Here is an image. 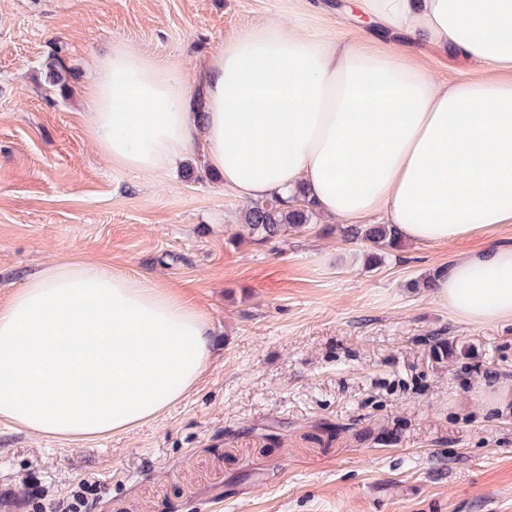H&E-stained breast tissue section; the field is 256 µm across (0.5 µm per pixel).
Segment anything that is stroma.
Returning a JSON list of instances; mask_svg holds the SVG:
<instances>
[{"instance_id":"1","label":"stroma","mask_w":512,"mask_h":512,"mask_svg":"<svg viewBox=\"0 0 512 512\" xmlns=\"http://www.w3.org/2000/svg\"><path fill=\"white\" fill-rule=\"evenodd\" d=\"M312 2L0 0V304L44 266L100 261L192 300L214 342L198 387L126 434L0 422V512H54L83 479L89 512H512V320H461L420 285L450 252L512 246V224L407 240L375 269L321 214L233 246L244 203L198 155L148 181L87 134L83 91L113 46L191 72L272 19L354 28L344 0ZM416 59L440 81L487 72L435 45ZM437 336L457 350L440 363Z\"/></svg>"}]
</instances>
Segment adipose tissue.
Returning <instances> with one entry per match:
<instances>
[{
  "label": "adipose tissue",
  "mask_w": 512,
  "mask_h": 512,
  "mask_svg": "<svg viewBox=\"0 0 512 512\" xmlns=\"http://www.w3.org/2000/svg\"><path fill=\"white\" fill-rule=\"evenodd\" d=\"M375 37L282 25L239 31L187 80L119 44L94 63L87 130L112 163L152 177L200 149L243 202L304 190L327 218L379 217L441 245L512 224V0H354ZM498 71L437 82L403 43ZM465 321L512 319V247L435 272ZM211 323L178 291L92 262L30 274L0 306V419L81 440L175 405L211 358Z\"/></svg>",
  "instance_id": "1"
}]
</instances>
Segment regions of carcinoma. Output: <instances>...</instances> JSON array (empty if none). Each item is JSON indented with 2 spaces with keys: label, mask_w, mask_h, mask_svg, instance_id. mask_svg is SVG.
<instances>
[{
  "label": "carcinoma",
  "mask_w": 512,
  "mask_h": 512,
  "mask_svg": "<svg viewBox=\"0 0 512 512\" xmlns=\"http://www.w3.org/2000/svg\"><path fill=\"white\" fill-rule=\"evenodd\" d=\"M314 203L297 198L291 208L286 209L280 200L269 199L262 204L248 207L243 212V228L256 244L271 243L288 231L309 229L314 214ZM346 241H364L373 249L368 262L378 264L381 253L399 247L400 237L390 224H350L339 228Z\"/></svg>",
  "instance_id": "1"
}]
</instances>
